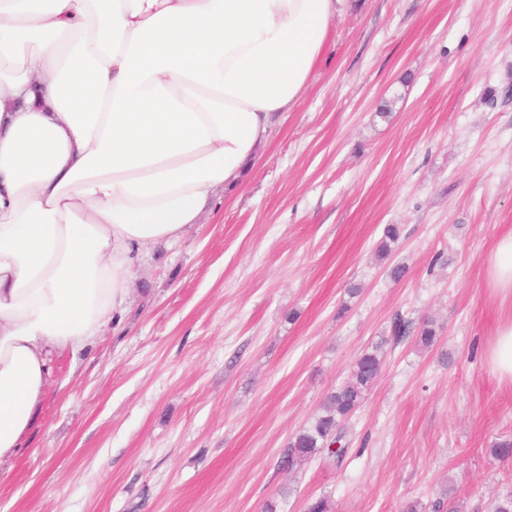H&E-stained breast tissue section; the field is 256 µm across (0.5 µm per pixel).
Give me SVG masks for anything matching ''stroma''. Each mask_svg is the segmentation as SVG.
Instances as JSON below:
<instances>
[{
  "label": "stroma",
  "mask_w": 512,
  "mask_h": 512,
  "mask_svg": "<svg viewBox=\"0 0 512 512\" xmlns=\"http://www.w3.org/2000/svg\"><path fill=\"white\" fill-rule=\"evenodd\" d=\"M511 232L512 0H354L257 168L141 254L121 324L52 354L0 512H304L323 493L400 512L444 492L488 512L512 492L490 453L512 382L487 359L512 320L489 280ZM397 314L437 342L388 343L346 424L361 454L280 469Z\"/></svg>",
  "instance_id": "stroma-1"
}]
</instances>
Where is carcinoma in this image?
Returning <instances> with one entry per match:
<instances>
[{"label": "carcinoma", "instance_id": "cac0c4a2", "mask_svg": "<svg viewBox=\"0 0 512 512\" xmlns=\"http://www.w3.org/2000/svg\"><path fill=\"white\" fill-rule=\"evenodd\" d=\"M400 228L389 224L377 246V253L384 258L392 251L400 239ZM412 323L401 315H396L391 323V336L398 340L413 334ZM417 342L424 348L436 342V331L430 322L425 321L415 332ZM385 341H380L365 349L355 360L350 378L329 392L321 406V412L309 424L296 432L288 441L282 453L280 466L288 471L303 462L326 454L335 465L340 466L350 448L347 439L346 422L363 402L366 393L376 382L384 359Z\"/></svg>", "mask_w": 512, "mask_h": 512}]
</instances>
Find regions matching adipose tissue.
Instances as JSON below:
<instances>
[{
	"instance_id": "ef3b65f1",
	"label": "adipose tissue",
	"mask_w": 512,
	"mask_h": 512,
	"mask_svg": "<svg viewBox=\"0 0 512 512\" xmlns=\"http://www.w3.org/2000/svg\"><path fill=\"white\" fill-rule=\"evenodd\" d=\"M350 0H0V459L48 357L261 157Z\"/></svg>"
}]
</instances>
